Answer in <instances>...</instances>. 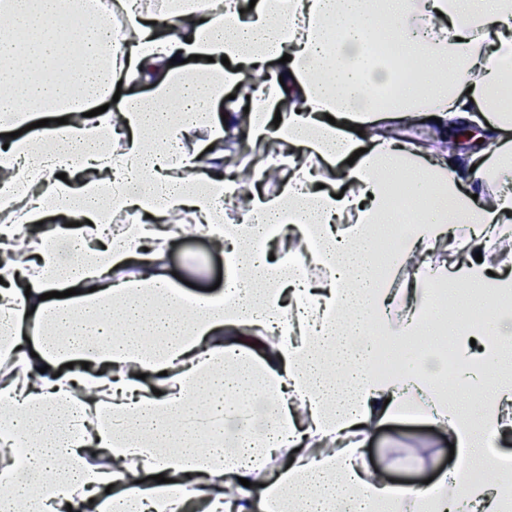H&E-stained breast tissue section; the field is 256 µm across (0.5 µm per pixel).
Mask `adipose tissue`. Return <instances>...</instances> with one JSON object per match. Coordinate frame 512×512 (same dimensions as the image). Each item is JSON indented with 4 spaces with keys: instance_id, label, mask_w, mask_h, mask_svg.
Returning <instances> with one entry per match:
<instances>
[{
    "instance_id": "adipose-tissue-1",
    "label": "adipose tissue",
    "mask_w": 512,
    "mask_h": 512,
    "mask_svg": "<svg viewBox=\"0 0 512 512\" xmlns=\"http://www.w3.org/2000/svg\"><path fill=\"white\" fill-rule=\"evenodd\" d=\"M69 3L77 58L60 0H0V255L21 235L28 248L0 266V512H484L512 434V192L490 190L512 177V0ZM379 37L421 69L389 105ZM138 83L148 93L107 109ZM231 86L254 145L281 146L245 192L214 171ZM432 117L445 137L475 123L489 148L424 161L407 122ZM407 185L432 204L396 240ZM182 215L223 254V291L191 297L167 274ZM292 229L293 259H270ZM448 281L479 297L482 330L449 320ZM285 320L296 334L277 335ZM439 332L455 338L452 379L423 348ZM377 337L411 344L410 361L374 372ZM409 415L468 465L422 487L369 469L373 431Z\"/></svg>"
}]
</instances>
